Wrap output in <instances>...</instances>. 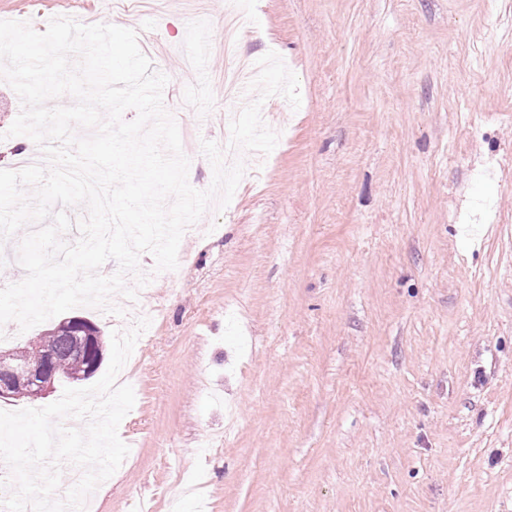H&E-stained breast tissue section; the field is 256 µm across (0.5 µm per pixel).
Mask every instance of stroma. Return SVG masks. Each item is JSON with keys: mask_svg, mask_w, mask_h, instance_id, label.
<instances>
[{"mask_svg": "<svg viewBox=\"0 0 512 512\" xmlns=\"http://www.w3.org/2000/svg\"><path fill=\"white\" fill-rule=\"evenodd\" d=\"M229 0H0L120 18L168 83L190 160L222 142ZM241 56L301 95L230 204L151 275L153 319L95 512H512V0H250ZM209 41L184 78L191 41ZM0 81V169H21Z\"/></svg>", "mask_w": 512, "mask_h": 512, "instance_id": "stroma-1", "label": "stroma"}]
</instances>
